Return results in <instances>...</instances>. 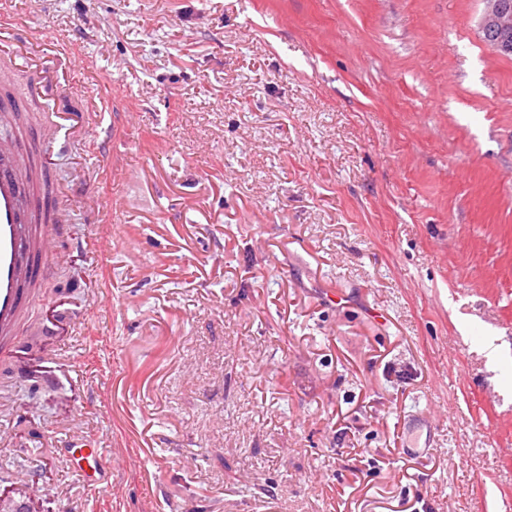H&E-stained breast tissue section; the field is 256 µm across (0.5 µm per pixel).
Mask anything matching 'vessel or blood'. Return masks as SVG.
Here are the masks:
<instances>
[{
    "label": "vessel or blood",
    "instance_id": "obj_1",
    "mask_svg": "<svg viewBox=\"0 0 512 512\" xmlns=\"http://www.w3.org/2000/svg\"><path fill=\"white\" fill-rule=\"evenodd\" d=\"M13 53L25 60L30 80L23 97L0 98V114L5 116L34 100L49 103L70 76V54L48 55L39 33L19 32L9 0H0V56ZM11 143V138H0V360L12 358L22 314L40 299L35 292H20L19 285L35 281L38 264L57 258L54 227L67 221L65 208L51 205L43 193H22ZM67 455L87 486L101 483L105 466L100 449L75 444Z\"/></svg>",
    "mask_w": 512,
    "mask_h": 512
}]
</instances>
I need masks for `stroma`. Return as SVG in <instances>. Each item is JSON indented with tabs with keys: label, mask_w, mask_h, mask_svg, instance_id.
<instances>
[{
	"label": "stroma",
	"mask_w": 512,
	"mask_h": 512,
	"mask_svg": "<svg viewBox=\"0 0 512 512\" xmlns=\"http://www.w3.org/2000/svg\"><path fill=\"white\" fill-rule=\"evenodd\" d=\"M12 9L71 53L60 98L107 104L56 153L73 220L16 338L39 373L0 363V490L26 468L51 491L24 512H512V56L483 0ZM93 186L122 204L108 247ZM74 434L133 460L86 489Z\"/></svg>",
	"instance_id": "stroma-1"
}]
</instances>
